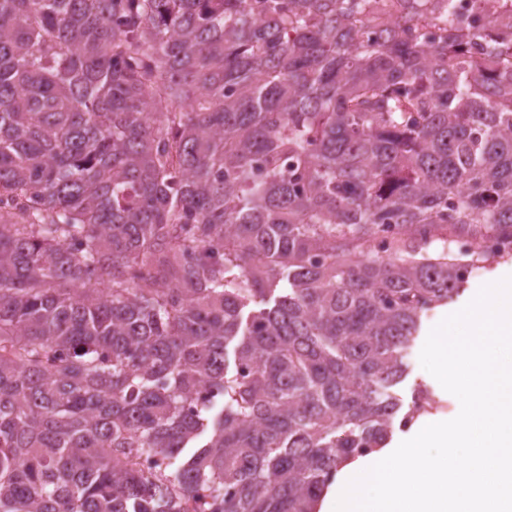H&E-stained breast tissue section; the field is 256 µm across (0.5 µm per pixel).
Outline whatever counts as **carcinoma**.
Instances as JSON below:
<instances>
[{
  "mask_svg": "<svg viewBox=\"0 0 512 512\" xmlns=\"http://www.w3.org/2000/svg\"><path fill=\"white\" fill-rule=\"evenodd\" d=\"M371 2L0 0V512H314L430 405L423 315L512 239V24Z\"/></svg>",
  "mask_w": 512,
  "mask_h": 512,
  "instance_id": "1",
  "label": "carcinoma"
}]
</instances>
